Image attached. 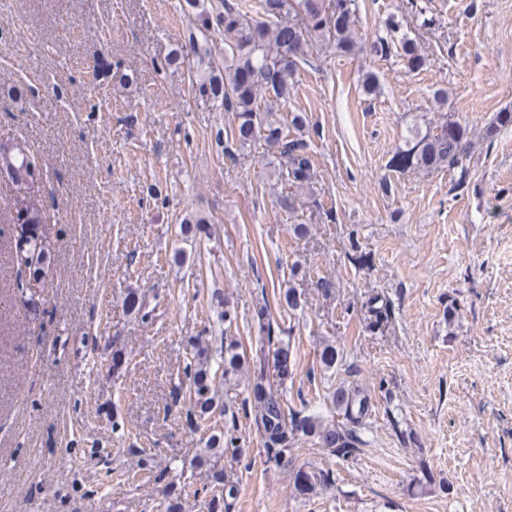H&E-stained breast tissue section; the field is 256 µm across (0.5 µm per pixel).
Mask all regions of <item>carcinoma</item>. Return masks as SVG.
Segmentation results:
<instances>
[{"mask_svg":"<svg viewBox=\"0 0 512 512\" xmlns=\"http://www.w3.org/2000/svg\"><path fill=\"white\" fill-rule=\"evenodd\" d=\"M185 6L196 14L205 27L224 34V59L216 61L201 52L194 33L161 62V67L177 64L185 55L193 53L206 66L205 76L196 83L198 92L219 102L224 111L237 117L233 132L219 129L214 140L228 154L233 149H244L258 139H264L276 149L278 177L281 181L301 187L311 181L314 157L308 142L301 136H292L279 120L273 118L271 105L288 103L294 85L298 63L308 61L319 43L329 42L336 50L350 53L358 47L355 33L357 21L356 0H258L256 16L248 15L241 3L217 0L205 7L203 0H184ZM386 35L377 37L371 45L375 54L395 55L409 68L421 65V56L414 40L394 36L398 24L394 17L385 23ZM465 130L456 121L446 120L434 130H415L406 140L405 148L390 160L397 171H434L458 162L463 152ZM17 176L28 173L31 157L16 147L9 158ZM43 252L42 235L30 236L24 247H11L14 269L13 288L24 293L38 283L37 265ZM276 322L267 301L255 305L251 318V346L255 361L249 366L247 403L255 411L254 422L261 436L266 461L275 465L288 457L300 441L310 440L343 456L356 451L355 432L346 427L325 424L313 416H301L286 409L281 385L291 375L290 341L276 335ZM193 355L183 368L189 383L192 401L187 416L204 419L214 405L213 378L210 367V348L206 337L190 338ZM222 376L230 381L246 366L239 345L231 336L224 337L218 353ZM336 405L350 424L358 423L368 412L367 400L358 393L341 391ZM236 415H231L224 431L208 438L209 447L237 458L239 448ZM213 483L205 494L211 507L229 505L235 499L237 485L224 480L222 473L212 475ZM328 476L298 470L294 485L300 492L314 488L315 480Z\"/></svg>","mask_w":512,"mask_h":512,"instance_id":"obj_1","label":"carcinoma"}]
</instances>
